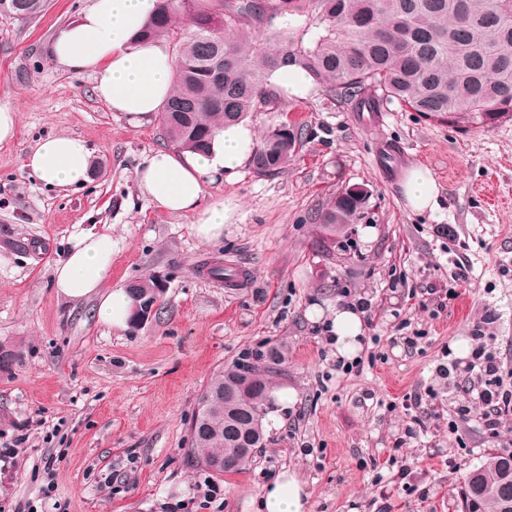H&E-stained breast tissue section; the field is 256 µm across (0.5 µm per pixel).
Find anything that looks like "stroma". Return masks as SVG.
Segmentation results:
<instances>
[{"label":"stroma","mask_w":512,"mask_h":512,"mask_svg":"<svg viewBox=\"0 0 512 512\" xmlns=\"http://www.w3.org/2000/svg\"><path fill=\"white\" fill-rule=\"evenodd\" d=\"M89 0H46L37 16L0 15V105L18 111L0 144V442L26 433L20 465L0 483L7 512H262L280 473L306 485L307 512H464L461 490L489 456L512 453V418L484 434L481 408L458 385L455 363L476 330L512 372V120L460 130L420 119L399 103L358 112L321 88L279 93L253 113L257 134L288 121L302 147L280 171L244 167L205 187V201L238 208L222 239L204 242L193 218L157 209L137 167L167 148L161 120L131 122L95 96L92 72L53 62L48 46ZM50 135L88 142L101 175L74 189L44 185L24 166ZM429 170L436 211H412L401 183ZM351 184L370 191L365 217L335 244H316L312 218ZM111 230L109 287L157 279L162 311L145 325L110 328L93 300L68 299L53 269L72 236ZM243 269L227 287L214 266ZM466 279L454 283L457 270ZM458 295L440 300V291ZM367 301L357 367L339 369L330 313ZM418 335L415 346L405 339ZM276 346L277 378L293 392L264 422L266 444L248 470L216 475L187 455L198 398L215 368ZM424 395L422 409L409 406ZM466 415H459V408ZM457 432H449V423ZM61 448L52 498H43V451ZM412 464L428 500L394 481ZM126 482L104 487L106 474Z\"/></svg>","instance_id":"35a3bbf8"}]
</instances>
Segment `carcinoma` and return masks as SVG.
Segmentation results:
<instances>
[{
	"label": "carcinoma",
	"mask_w": 512,
	"mask_h": 512,
	"mask_svg": "<svg viewBox=\"0 0 512 512\" xmlns=\"http://www.w3.org/2000/svg\"><path fill=\"white\" fill-rule=\"evenodd\" d=\"M191 0L190 31L173 23L181 0H156L144 40L166 38L177 65L173 92L161 108L167 141L203 152L223 126L275 108L272 73L298 65L316 85L380 112L396 101L426 121L488 128L512 120V0H313L315 17L276 24L291 0ZM267 31L265 46L254 33ZM303 142L302 129L283 123L258 141L251 165L260 174L286 166ZM369 191L342 189L319 209V245L326 247L363 219ZM286 361L278 347L264 351L247 375L238 360L219 368L205 390L217 407L194 419L189 455L203 464L224 459V472L241 473L259 448V425L275 404L274 379ZM466 497L484 512H512V455H496L473 470Z\"/></svg>",
	"instance_id": "cac0c4a2"
}]
</instances>
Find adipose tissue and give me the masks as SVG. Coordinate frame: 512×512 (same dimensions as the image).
<instances>
[{"label":"adipose tissue","instance_id":"ef3b65f1","mask_svg":"<svg viewBox=\"0 0 512 512\" xmlns=\"http://www.w3.org/2000/svg\"><path fill=\"white\" fill-rule=\"evenodd\" d=\"M154 8L155 0H91L75 21L56 33L50 55L73 72H92L95 95L111 111L133 119L158 114L172 91L176 59L166 42L139 37ZM255 145V133L248 124L227 125L215 134L207 153L154 151L138 168L136 180L157 208L194 214L195 235L203 241L216 240L223 237L237 206L221 199L203 203L205 187L219 174L234 179L250 161ZM25 165L48 185H81L89 180L93 153L81 137L50 135L40 140ZM403 193L413 211L437 206L436 183L426 169L409 170ZM113 246L111 233H77L54 269L53 285L68 298L98 296V320L122 329L133 301L126 290L103 288L112 271ZM306 499L304 485L285 472L267 485L262 508L264 512H305Z\"/></svg>","mask_w":512,"mask_h":512}]
</instances>
